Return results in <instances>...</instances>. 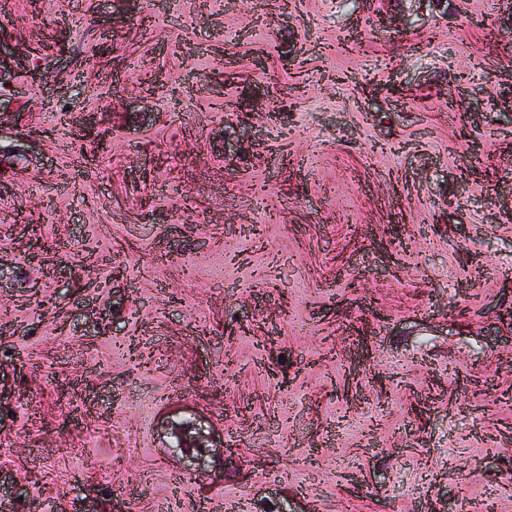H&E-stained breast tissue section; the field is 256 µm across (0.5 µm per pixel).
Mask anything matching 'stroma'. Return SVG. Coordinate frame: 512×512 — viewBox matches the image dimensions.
<instances>
[{"label":"stroma","instance_id":"1","mask_svg":"<svg viewBox=\"0 0 512 512\" xmlns=\"http://www.w3.org/2000/svg\"><path fill=\"white\" fill-rule=\"evenodd\" d=\"M0 27V512H512V0Z\"/></svg>","mask_w":512,"mask_h":512}]
</instances>
